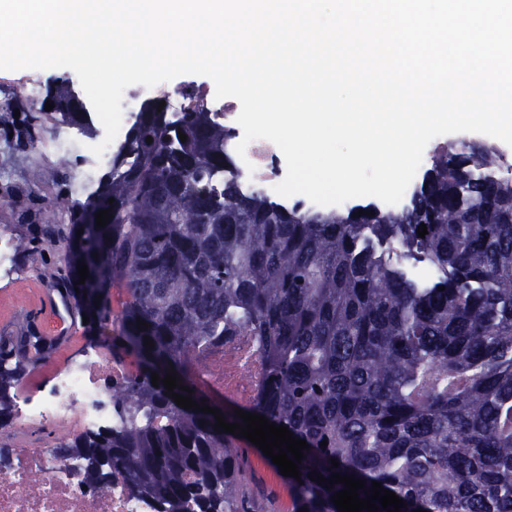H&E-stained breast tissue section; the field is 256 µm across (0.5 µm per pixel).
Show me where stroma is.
Wrapping results in <instances>:
<instances>
[{"label": "stroma", "instance_id": "stroma-1", "mask_svg": "<svg viewBox=\"0 0 512 512\" xmlns=\"http://www.w3.org/2000/svg\"><path fill=\"white\" fill-rule=\"evenodd\" d=\"M62 75L70 78L74 72L68 68L0 70V235L30 243L29 251L15 258L17 274L0 276V336L16 335L26 322L37 333L52 335L43 298L50 293L56 302L64 300L57 288V274L67 267V248L49 242L42 230L49 222L70 223L69 210H54L50 204L61 198L80 200L76 186L85 159L79 152L60 156L48 146L47 139L56 125L53 113H42L37 138L29 140L27 116L32 102L23 91L32 84L40 94H47L54 79ZM63 159L68 162L67 173L55 175ZM119 331L116 324L91 331L81 320L70 322L66 339L46 362L23 377V385L39 388L88 347L102 344L111 350L117 348ZM239 446L247 459V489L256 512H289L290 489L278 467L250 441L240 440Z\"/></svg>", "mask_w": 512, "mask_h": 512}]
</instances>
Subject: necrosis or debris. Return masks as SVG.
Returning <instances> with one entry per match:
<instances>
[{
	"label": "necrosis or debris",
	"instance_id": "necrosis-or-debris-1",
	"mask_svg": "<svg viewBox=\"0 0 512 512\" xmlns=\"http://www.w3.org/2000/svg\"><path fill=\"white\" fill-rule=\"evenodd\" d=\"M105 137L101 121L91 129L65 123L55 127L58 152L82 150L84 184L112 159L111 151L95 155ZM237 175L261 193H273L286 175V162L270 141H252ZM189 379L202 389L220 393L225 402L250 408L262 395L263 363L253 332L241 329L206 353L188 355ZM128 362L106 351H90L61 368L40 392L19 390L9 427L0 429V512H155L146 494L131 488L121 475L102 488L86 480V463L61 456L72 437L112 428L120 421L113 404L128 375Z\"/></svg>",
	"mask_w": 512,
	"mask_h": 512
}]
</instances>
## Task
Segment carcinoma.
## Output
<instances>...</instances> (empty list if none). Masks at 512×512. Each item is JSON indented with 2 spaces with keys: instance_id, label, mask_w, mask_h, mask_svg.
I'll use <instances>...</instances> for the list:
<instances>
[{
  "instance_id": "carcinoma-1",
  "label": "carcinoma",
  "mask_w": 512,
  "mask_h": 512,
  "mask_svg": "<svg viewBox=\"0 0 512 512\" xmlns=\"http://www.w3.org/2000/svg\"><path fill=\"white\" fill-rule=\"evenodd\" d=\"M71 93L49 92L53 112L85 127ZM230 137L213 112L139 113L73 223L45 230L72 252L59 283L80 291L90 323L112 321L111 289H124L122 350L138 360L116 399L122 421L62 452L87 461L93 486L126 474L157 512H251L235 435L151 383L173 369L189 386L187 352L248 326L267 385L250 412L308 443L304 484L288 478L291 512H339L331 496L344 485L311 472L366 481L362 499L377 481L407 503L401 512H512V177L471 180L500 171L502 156L443 146L404 209L336 213L243 190ZM106 209V226L83 222ZM403 259L437 279L419 285ZM79 263L89 277L75 290ZM39 343L46 356L58 341L0 338V425Z\"/></svg>"
}]
</instances>
